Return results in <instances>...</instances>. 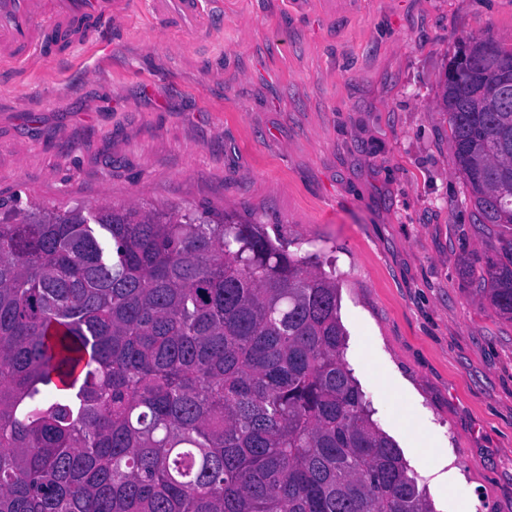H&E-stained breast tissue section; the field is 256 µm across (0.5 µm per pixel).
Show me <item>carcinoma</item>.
I'll use <instances>...</instances> for the list:
<instances>
[{
	"mask_svg": "<svg viewBox=\"0 0 512 512\" xmlns=\"http://www.w3.org/2000/svg\"><path fill=\"white\" fill-rule=\"evenodd\" d=\"M442 95L478 224L512 226V47ZM487 295L512 320V239ZM0 512H433L344 359L336 274L235 214L0 221Z\"/></svg>",
	"mask_w": 512,
	"mask_h": 512,
	"instance_id": "1",
	"label": "carcinoma"
}]
</instances>
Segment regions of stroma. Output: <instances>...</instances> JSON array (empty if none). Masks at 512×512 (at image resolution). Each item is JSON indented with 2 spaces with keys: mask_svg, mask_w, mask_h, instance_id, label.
<instances>
[{
  "mask_svg": "<svg viewBox=\"0 0 512 512\" xmlns=\"http://www.w3.org/2000/svg\"><path fill=\"white\" fill-rule=\"evenodd\" d=\"M324 2L224 0L200 39L136 0L81 60L0 63V200L224 209L333 260L345 360L435 512H512V320L480 288L512 231L474 223L441 108L512 0Z\"/></svg>",
  "mask_w": 512,
  "mask_h": 512,
  "instance_id": "stroma-1",
  "label": "stroma"
}]
</instances>
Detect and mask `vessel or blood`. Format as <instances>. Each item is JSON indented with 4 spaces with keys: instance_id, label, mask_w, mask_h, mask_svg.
I'll return each instance as SVG.
<instances>
[{
    "instance_id": "1",
    "label": "vessel or blood",
    "mask_w": 512,
    "mask_h": 512,
    "mask_svg": "<svg viewBox=\"0 0 512 512\" xmlns=\"http://www.w3.org/2000/svg\"><path fill=\"white\" fill-rule=\"evenodd\" d=\"M216 0H154L158 20L192 26L195 34L212 25ZM133 0H0V60L28 63L46 59L47 32L69 34L88 44L113 21L127 16Z\"/></svg>"
}]
</instances>
